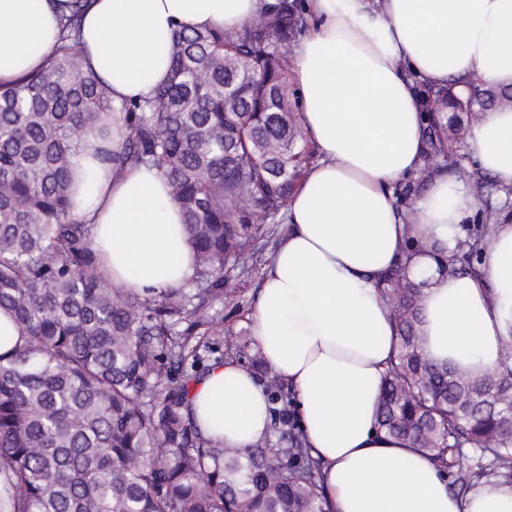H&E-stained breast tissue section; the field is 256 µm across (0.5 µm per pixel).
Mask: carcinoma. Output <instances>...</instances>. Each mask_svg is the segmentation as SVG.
Listing matches in <instances>:
<instances>
[{
    "label": "carcinoma",
    "mask_w": 512,
    "mask_h": 512,
    "mask_svg": "<svg viewBox=\"0 0 512 512\" xmlns=\"http://www.w3.org/2000/svg\"><path fill=\"white\" fill-rule=\"evenodd\" d=\"M73 0L41 71L0 91V309L23 342L0 354V512H326L323 464L296 425L282 447L226 448L202 434L189 399L202 353L265 365L247 330L224 335V274L246 268L266 224L315 155L288 96L289 43L307 29L302 0H278L234 32L174 36L168 82L116 103L83 69ZM453 84L418 88L430 114L419 176H433L448 142ZM123 149L101 161L153 169L184 214L194 270L178 288L136 292L104 274L91 225L73 214L70 167L83 140ZM479 198L497 184L456 168ZM400 261L379 279L397 350L378 399V427L408 441L466 493L512 477V368L465 377L430 362L418 335L421 285ZM271 428L288 394L267 376ZM480 451L466 462L465 448Z\"/></svg>",
    "instance_id": "obj_1"
}]
</instances>
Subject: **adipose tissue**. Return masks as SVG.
<instances>
[{
	"instance_id": "obj_1",
	"label": "adipose tissue",
	"mask_w": 512,
	"mask_h": 512,
	"mask_svg": "<svg viewBox=\"0 0 512 512\" xmlns=\"http://www.w3.org/2000/svg\"><path fill=\"white\" fill-rule=\"evenodd\" d=\"M276 0H88L80 49L114 101L148 97L169 79L180 29L232 32ZM70 0H0V87L43 68ZM309 29L293 52L303 133L319 156L287 211L250 334L288 380L313 457L324 464L327 512H512V483L466 496L403 440L385 436L376 402L397 344L379 276L408 232L430 247L410 266L423 284L420 335L433 363L473 377L512 366V216L487 239L478 276L443 272L456 227L475 206L464 183L437 176L407 209L393 188L422 164L418 85L512 89V0H306ZM87 137L68 191L92 226L114 281L176 288L193 272L180 207L154 171L111 172ZM483 170L512 188V107L484 111L465 134ZM204 435L251 448L269 432L262 385L241 366H211L190 389Z\"/></svg>"
}]
</instances>
